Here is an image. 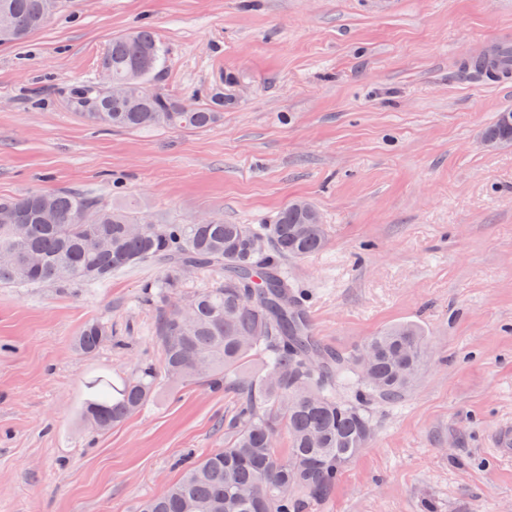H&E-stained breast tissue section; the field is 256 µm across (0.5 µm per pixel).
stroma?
I'll list each match as a JSON object with an SVG mask.
<instances>
[{"mask_svg":"<svg viewBox=\"0 0 512 512\" xmlns=\"http://www.w3.org/2000/svg\"><path fill=\"white\" fill-rule=\"evenodd\" d=\"M150 26L154 83L196 98L238 77L235 108L206 130L116 131L73 112L113 37ZM512 33V0H65L22 45L0 46V197L75 190L186 224H266L303 198L327 242L283 268L313 334L351 351L420 326L428 359L313 512H512V461L488 439L512 421V145L484 128L512 86L463 58ZM142 264L101 286L0 287V512H137L177 460L230 439L237 396L159 378L101 432L80 417L89 377L161 365ZM112 326L76 351L87 322ZM112 342V326L108 322H88L75 338L76 349L85 355H93Z\"/></svg>","mask_w":512,"mask_h":512,"instance_id":"stroma-1","label":"stroma"}]
</instances>
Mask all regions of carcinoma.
<instances>
[{
    "instance_id": "cac0c4a2",
    "label": "carcinoma",
    "mask_w": 512,
    "mask_h": 512,
    "mask_svg": "<svg viewBox=\"0 0 512 512\" xmlns=\"http://www.w3.org/2000/svg\"><path fill=\"white\" fill-rule=\"evenodd\" d=\"M61 0H0L10 34L0 45L19 44L49 25ZM164 53L154 33L141 28L112 38L102 67L108 87L72 89L73 109L88 122L113 129H205L236 105L224 93L191 101L152 80ZM484 141L512 142V111L498 113ZM307 201L280 210L271 224H226L210 217L189 224L144 223L124 206H105L72 190L31 192L0 198V286H59L72 280L105 283L141 263L163 266L157 291L145 300L157 311L162 369L174 382L206 380L213 389L233 381L238 405L227 446L183 460V474L138 512H308L336 487L343 468L368 443L373 424L368 401H395L412 386L427 355L426 338L413 324H397L371 336L352 352L323 346L313 336L304 294L280 270L279 260L303 259L322 250L321 215L310 218ZM23 218L22 235L5 221ZM217 266L224 280L184 297L183 270ZM67 268L71 274L60 277ZM112 342V326L95 320L75 338L76 349L93 355ZM261 357L259 373L241 367ZM157 374L146 366L117 384L108 375L88 382L92 397L81 416L106 431L140 410L156 393ZM288 433V454L278 436Z\"/></svg>"
}]
</instances>
